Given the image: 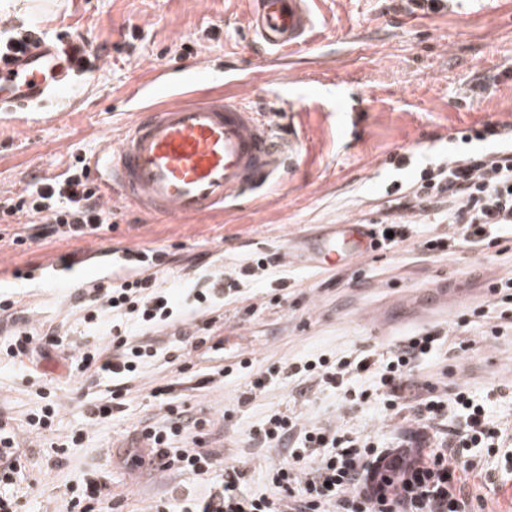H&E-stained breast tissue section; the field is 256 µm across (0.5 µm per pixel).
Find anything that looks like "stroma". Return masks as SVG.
Listing matches in <instances>:
<instances>
[{"instance_id": "stroma-1", "label": "stroma", "mask_w": 512, "mask_h": 512, "mask_svg": "<svg viewBox=\"0 0 512 512\" xmlns=\"http://www.w3.org/2000/svg\"><path fill=\"white\" fill-rule=\"evenodd\" d=\"M10 24H34L50 38L79 31L112 52L100 67L74 74L46 109L32 108L0 120V198L22 192L33 178L63 173L75 156L104 154L131 119L136 91L157 68L195 71V88L236 95L225 68L253 76L246 102L269 115L280 133L301 142L296 168L278 186L195 219L153 217L131 207L112 212L111 229L80 240L0 241V275L37 266L88 246H139L165 252L162 288L184 294L210 272H231L273 254L270 274L242 285L240 296L211 317L162 328L149 337L158 354L141 367L122 409L85 425L86 405L106 380L78 373L69 349L45 347L26 361L6 353L9 322H0V420L23 425L46 405L57 414L42 438L22 436L21 481L11 486L25 512H68V488L87 472L105 477L122 512H146L156 501L204 492L218 472L197 476L172 469H140L129 478L128 451L143 425L162 423L168 390L176 406L219 418L215 444L221 459L245 473L244 493L269 492L266 466L288 457L287 446L258 448L256 433L270 415L301 416L309 424L344 421L354 430L387 439L409 423L387 419L381 404L349 405L289 374L290 367L362 350L387 354L415 330L447 326L471 307L491 309L488 284L512 270V254L485 249L431 258L416 249L377 251L352 266L319 268L300 256L303 237L326 224L380 220L394 211L386 190L415 178L422 160L443 152L448 136L476 123L512 120V0H452L437 14L408 9L404 0H314L315 27L306 50L289 62L260 48L248 24L250 0H16ZM138 26L137 40L127 38ZM497 81L479 91L477 77ZM356 109H349V101ZM411 157L396 169L390 158ZM417 288L448 291V316L434 314L398 323L390 331L367 315L369 308ZM75 284L0 288L18 317L33 327L54 326L68 341L103 345L109 323L86 324L72 304ZM478 318L461 330L472 350L442 349L422 364V378L450 393L468 384L478 394L494 390L493 416L512 420V335L489 334ZM199 344L189 347L188 337ZM230 368L228 376L219 371ZM271 376L255 388L261 371ZM86 432L65 458L52 453L77 427Z\"/></svg>"}]
</instances>
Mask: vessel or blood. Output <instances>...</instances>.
<instances>
[{"label": "vessel or blood", "mask_w": 512, "mask_h": 512, "mask_svg": "<svg viewBox=\"0 0 512 512\" xmlns=\"http://www.w3.org/2000/svg\"><path fill=\"white\" fill-rule=\"evenodd\" d=\"M309 0H251L249 22L258 39L272 51H296L307 44L314 26ZM68 74L57 46L35 41L23 53L0 58V113L46 102ZM190 73L171 80L154 70L140 86L142 95L156 87L172 92L163 106H136L117 148L94 158L93 172H104L116 185L121 203L164 217L192 216L274 186L284 169L300 158L297 138L282 139L264 115L239 97L202 96L192 89ZM371 224H337L307 242L303 254L310 265H351L374 251ZM131 256L97 248L72 264L45 263L49 279L82 277L86 271L109 276L130 269Z\"/></svg>", "instance_id": "b4317fda"}]
</instances>
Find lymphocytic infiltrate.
Here are the masks:
<instances>
[{"label": "lymphocytic infiltrate", "instance_id": "1", "mask_svg": "<svg viewBox=\"0 0 512 512\" xmlns=\"http://www.w3.org/2000/svg\"><path fill=\"white\" fill-rule=\"evenodd\" d=\"M460 142L467 144L466 154L452 150L429 159L413 183L394 185L399 214L377 222V249L412 245L430 257L456 247L512 250V123L485 121L449 135L452 147ZM431 211L442 214L447 233L414 241L412 217ZM0 213L21 218L18 227L0 230V240L13 243L82 240L112 225V211L103 206L81 157L62 174L37 180L17 197L1 200ZM142 258L148 273L99 278L80 302L85 322L105 314L114 319L106 345L77 350L75 356L79 372L106 374L114 381L94 405L93 413L100 418L121 406L140 363L156 354L152 344L123 334L122 324L130 320L141 333H153L175 324L185 311L207 313L239 281L276 262L272 255L260 258L240 266L229 280L208 274L186 308L160 288L156 269L164 263L162 253L146 250ZM443 336V330L426 328L401 337L378 365L363 351L350 361L320 359L303 368L307 379L340 391L347 375H372L374 387L359 392L355 404L378 401L388 417L404 416L412 424L409 437L383 448L370 435L343 424L309 426L297 416L275 414L254 434V443L265 448L294 437L300 444L291 449L290 461L270 464V493L245 495L242 470L229 464L221 480L183 512H476L465 478L482 474L492 451L512 465V424L491 419L486 403L465 386H457L448 398L415 376L420 361L432 355ZM206 424V419L171 408L166 423L142 426L139 439L151 467L209 473L217 454L209 448ZM68 506L70 512L119 508L107 482L91 474L71 485Z\"/></svg>", "mask_w": 512, "mask_h": 512}]
</instances>
